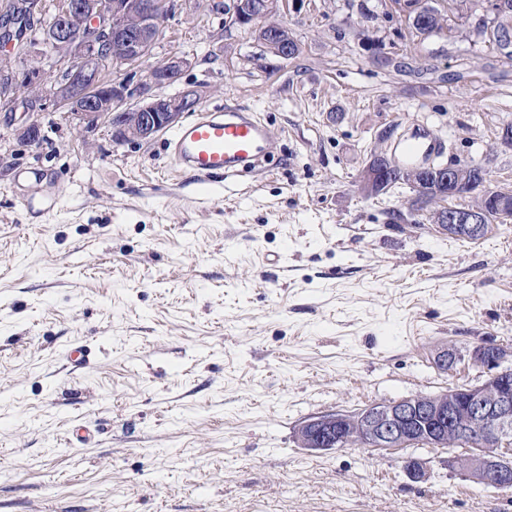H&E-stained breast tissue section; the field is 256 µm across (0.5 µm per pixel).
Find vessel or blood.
I'll list each match as a JSON object with an SVG mask.
<instances>
[{
  "instance_id": "vessel-or-blood-1",
  "label": "vessel or blood",
  "mask_w": 512,
  "mask_h": 512,
  "mask_svg": "<svg viewBox=\"0 0 512 512\" xmlns=\"http://www.w3.org/2000/svg\"><path fill=\"white\" fill-rule=\"evenodd\" d=\"M164 147L179 170L210 178L258 172L277 143L252 110L227 104L199 107L190 122L169 134ZM392 151L399 167H424L443 155L445 143L426 124L416 123L394 141Z\"/></svg>"
}]
</instances>
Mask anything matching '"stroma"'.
<instances>
[{
    "instance_id": "35a3bbf8",
    "label": "stroma",
    "mask_w": 512,
    "mask_h": 512,
    "mask_svg": "<svg viewBox=\"0 0 512 512\" xmlns=\"http://www.w3.org/2000/svg\"><path fill=\"white\" fill-rule=\"evenodd\" d=\"M217 2L176 11L148 58L108 75L186 59L160 95L202 85L204 104L260 113L277 138L260 173L199 179L162 136L118 141L44 99L0 112V512H512L454 449L297 440L313 416L481 381L470 350L512 346V222L455 239L409 185L361 186L425 121L445 163L512 190V60L476 30L486 0L464 19L424 0L445 19L428 38L393 0H305L283 18L288 60L225 30ZM31 123L48 143L22 141ZM77 343L92 355L71 372Z\"/></svg>"
}]
</instances>
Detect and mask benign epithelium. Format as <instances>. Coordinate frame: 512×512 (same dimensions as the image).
<instances>
[{"label": "benign epithelium", "instance_id": "1", "mask_svg": "<svg viewBox=\"0 0 512 512\" xmlns=\"http://www.w3.org/2000/svg\"><path fill=\"white\" fill-rule=\"evenodd\" d=\"M493 14L491 27L512 11L508 0H487ZM178 6L175 0H63L53 33L55 44L63 47L75 64L66 75L49 80L38 69L18 77L8 54L0 58V74L9 78L0 96L4 110L16 106V89L38 88L51 96L57 106L74 111L87 121L112 117L117 109L132 112L127 136L152 139L175 124L192 103L202 96L200 86L184 89L176 98L152 95L160 87L179 77L186 61L171 57L162 67L150 70L138 86L142 102L129 106V86L101 76L102 66L110 60L120 66L133 65L146 58L157 41L152 15ZM300 0H233L226 12L230 27L251 26L255 12L271 15L301 9ZM443 230L456 237L477 239L484 233L481 217L467 209L448 211ZM471 360L481 367L486 379L478 384H461L435 395L382 402L355 414L331 413L315 416L297 431L299 443L310 450H330L354 441L373 448L404 449L414 445L448 447V437L480 438V443L453 456L452 463L475 483L493 489L512 486V347L483 344L475 347ZM405 470L415 482L427 479L428 469L419 458L405 460Z\"/></svg>", "mask_w": 512, "mask_h": 512}]
</instances>
